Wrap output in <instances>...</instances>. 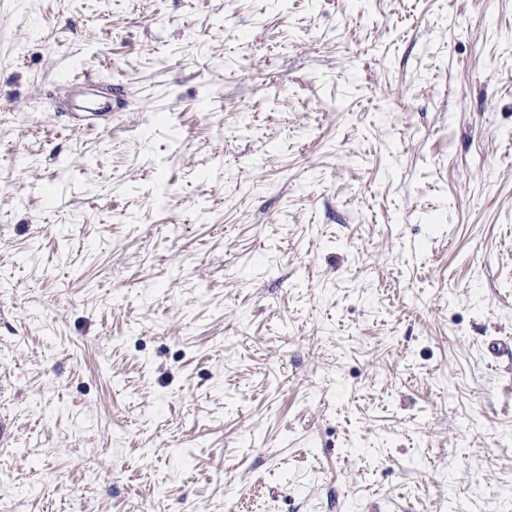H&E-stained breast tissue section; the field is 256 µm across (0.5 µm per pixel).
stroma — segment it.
I'll use <instances>...</instances> for the list:
<instances>
[{"instance_id":"1","label":"stroma","mask_w":512,"mask_h":512,"mask_svg":"<svg viewBox=\"0 0 512 512\" xmlns=\"http://www.w3.org/2000/svg\"><path fill=\"white\" fill-rule=\"evenodd\" d=\"M500 342L512 0H0V512H512Z\"/></svg>"}]
</instances>
